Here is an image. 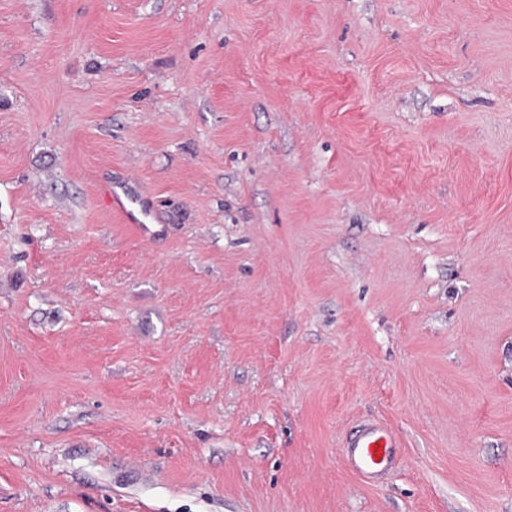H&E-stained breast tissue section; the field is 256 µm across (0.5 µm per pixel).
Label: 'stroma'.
<instances>
[{"instance_id":"35a3bbf8","label":"stroma","mask_w":512,"mask_h":512,"mask_svg":"<svg viewBox=\"0 0 512 512\" xmlns=\"http://www.w3.org/2000/svg\"><path fill=\"white\" fill-rule=\"evenodd\" d=\"M0 512H512V0H0ZM378 445L381 449H377ZM396 448L399 445L387 428L378 423L364 422L346 440L342 453L357 475L377 482L398 463Z\"/></svg>"}]
</instances>
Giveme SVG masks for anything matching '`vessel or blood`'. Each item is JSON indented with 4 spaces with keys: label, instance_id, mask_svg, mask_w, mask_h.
Instances as JSON below:
<instances>
[{
    "label": "vessel or blood",
    "instance_id": "vessel-or-blood-1",
    "mask_svg": "<svg viewBox=\"0 0 512 512\" xmlns=\"http://www.w3.org/2000/svg\"><path fill=\"white\" fill-rule=\"evenodd\" d=\"M397 446L387 428L374 422H364L346 440L342 453L357 475L376 482L398 463Z\"/></svg>",
    "mask_w": 512,
    "mask_h": 512
}]
</instances>
